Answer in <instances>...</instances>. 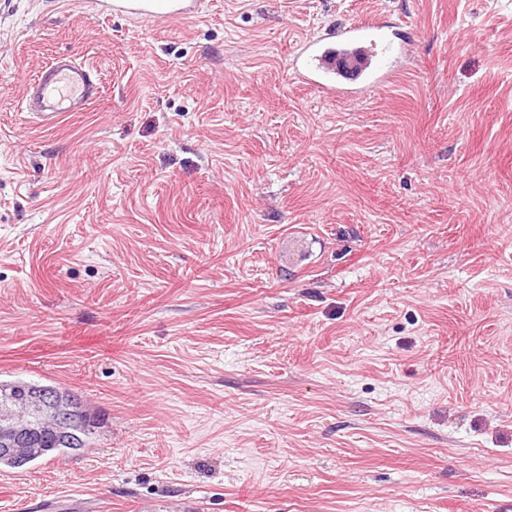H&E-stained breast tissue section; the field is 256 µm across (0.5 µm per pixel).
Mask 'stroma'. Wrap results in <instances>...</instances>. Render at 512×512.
<instances>
[{"mask_svg": "<svg viewBox=\"0 0 512 512\" xmlns=\"http://www.w3.org/2000/svg\"><path fill=\"white\" fill-rule=\"evenodd\" d=\"M391 29L382 89L306 38ZM60 54L100 94L53 127ZM90 448L0 512H512V0H0V380ZM99 15L134 16L159 23L191 16L195 0H96ZM384 28L383 23L367 19L337 29L329 37L309 39L302 43L294 56V69L304 82L315 85L330 95L356 93L358 89L352 86L364 82L366 87H382L390 73L376 63L374 48L377 43L384 41ZM357 51H361L364 56L360 70L342 71L338 65L339 59L347 58L353 62L352 54ZM99 92L90 66L71 55H61L28 83L23 109L37 123L53 125L67 112L84 111Z\"/></svg>", "mask_w": 512, "mask_h": 512, "instance_id": "1", "label": "stroma"}]
</instances>
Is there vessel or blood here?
<instances>
[{
	"label": "vessel or blood",
	"mask_w": 512,
	"mask_h": 512,
	"mask_svg": "<svg viewBox=\"0 0 512 512\" xmlns=\"http://www.w3.org/2000/svg\"><path fill=\"white\" fill-rule=\"evenodd\" d=\"M98 14L123 15L166 23L193 14L195 0H95ZM383 23L367 19L337 29L334 39H310L293 59L298 76L331 95H348L366 83L379 88L389 73L377 64L374 49ZM99 95L93 69L70 55L43 67L25 88L23 109L32 120L53 125L69 112L84 111Z\"/></svg>",
	"instance_id": "obj_1"
}]
</instances>
